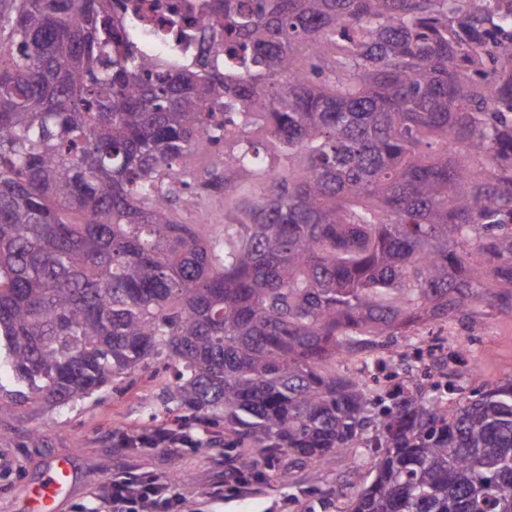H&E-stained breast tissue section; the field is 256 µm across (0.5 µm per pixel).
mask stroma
Wrapping results in <instances>:
<instances>
[{
	"label": "stroma",
	"instance_id": "1",
	"mask_svg": "<svg viewBox=\"0 0 512 512\" xmlns=\"http://www.w3.org/2000/svg\"><path fill=\"white\" fill-rule=\"evenodd\" d=\"M475 337L487 374L486 387L512 379V315L484 306L458 325ZM172 373H136L118 378L90 397L54 410L28 409L0 417V512H26L29 496L57 460H68L74 478L56 512H95L91 492L131 469L168 482L187 512H300L298 490L335 489L325 512H342L348 498L373 478L362 449L352 448L318 472H293L290 484L275 480L240 489L232 474L245 459L224 445V428L204 426L194 412L172 402L167 389ZM176 424L183 439L173 448L127 445L132 433L146 434L155 425ZM39 440L30 443L28 434ZM223 497H215L216 487Z\"/></svg>",
	"mask_w": 512,
	"mask_h": 512
}]
</instances>
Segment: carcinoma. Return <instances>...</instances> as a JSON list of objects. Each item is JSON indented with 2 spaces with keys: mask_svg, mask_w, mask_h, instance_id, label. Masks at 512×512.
Returning a JSON list of instances; mask_svg holds the SVG:
<instances>
[{
  "mask_svg": "<svg viewBox=\"0 0 512 512\" xmlns=\"http://www.w3.org/2000/svg\"><path fill=\"white\" fill-rule=\"evenodd\" d=\"M118 2L0 0V414L164 357L169 400L224 419L259 481L358 443L375 475L346 512H512V380L456 399L325 369L512 313V8L214 0L208 53L173 68ZM222 144L234 164L183 165ZM197 194L237 205L222 234L175 217Z\"/></svg>",
  "mask_w": 512,
  "mask_h": 512,
  "instance_id": "1",
  "label": "carcinoma"
}]
</instances>
